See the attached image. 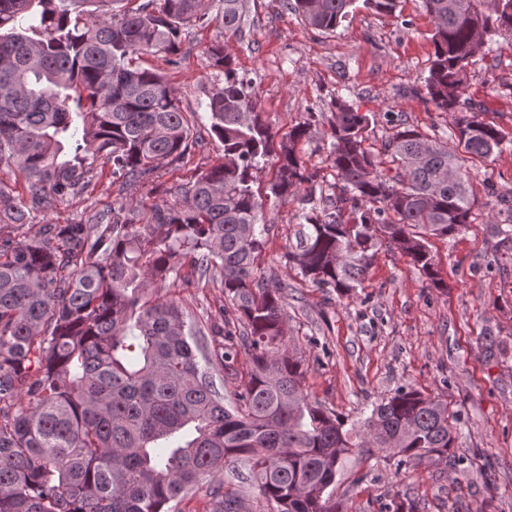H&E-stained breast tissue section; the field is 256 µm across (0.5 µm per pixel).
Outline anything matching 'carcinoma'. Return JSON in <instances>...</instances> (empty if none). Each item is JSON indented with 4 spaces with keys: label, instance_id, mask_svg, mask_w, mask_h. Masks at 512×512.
<instances>
[{
    "label": "carcinoma",
    "instance_id": "carcinoma-1",
    "mask_svg": "<svg viewBox=\"0 0 512 512\" xmlns=\"http://www.w3.org/2000/svg\"><path fill=\"white\" fill-rule=\"evenodd\" d=\"M0 0V167L16 168L27 196L0 179V512H172L202 494V512H239L244 487L221 477L249 470L264 512H342L336 477L356 454L397 470L460 461L448 403L400 386L355 423L312 399L302 361L285 342L288 285H271L258 259L266 225L254 174L272 158L266 197L301 205L287 254L302 277L348 296L382 249L397 251L436 288L443 277L428 237L474 223L469 173L448 144L400 126L380 168L364 146L370 117L332 103L336 203L313 204L316 174L296 145L311 123L275 135L252 104L224 46L207 53L224 85L206 104L224 159L145 216L123 207L94 223L44 224L30 238L4 229L84 189L99 157L133 188L182 161L190 127L178 91L139 65L178 53L184 28L212 0ZM508 9L484 0H424L434 23L428 102L459 112L457 145L488 158L505 136L463 106L477 30L512 34ZM311 27L333 31L356 0H294ZM241 0L216 16L235 34ZM87 92L74 112L71 91ZM212 282L223 300L200 324L174 298H152L170 275Z\"/></svg>",
    "mask_w": 512,
    "mask_h": 512
}]
</instances>
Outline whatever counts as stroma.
<instances>
[{
  "mask_svg": "<svg viewBox=\"0 0 512 512\" xmlns=\"http://www.w3.org/2000/svg\"><path fill=\"white\" fill-rule=\"evenodd\" d=\"M244 2L237 34L225 35L212 20L195 22L182 36L176 63L158 56L141 61L178 91L199 141L184 161L125 191L113 181L111 164L98 163L84 193L36 213L24 234H35L41 224L84 222L115 205L148 212L216 164L222 151L205 110L208 95L224 83L222 69L206 53L215 43L233 57L276 137L317 114L298 150L325 193L336 184L328 123L336 97L369 115L366 146L377 161H384L383 144L402 122L450 141L457 113L436 110L419 96L434 32L423 0H400L392 15L357 8L332 32L306 26L291 0ZM461 100L479 104L481 118L508 142L487 160L462 157L471 173L469 193L478 201L476 220L456 237L428 240L445 287L429 286L409 258L384 251L351 296L316 287L286 259L297 244L298 203L264 207L269 234L261 267L267 279L295 289L286 307L288 351L306 368L311 397L355 421L366 405L409 385L447 400L458 419L456 453L464 465L433 460L400 472L390 461L367 471L347 461L336 484L347 512H393L404 499L413 500L418 512H512V238L498 235L495 208L499 195L512 196V36L486 41L468 69ZM157 295L179 298L199 321L214 314L220 300L210 283L162 288Z\"/></svg>",
  "mask_w": 512,
  "mask_h": 512,
  "instance_id": "1",
  "label": "stroma"
}]
</instances>
